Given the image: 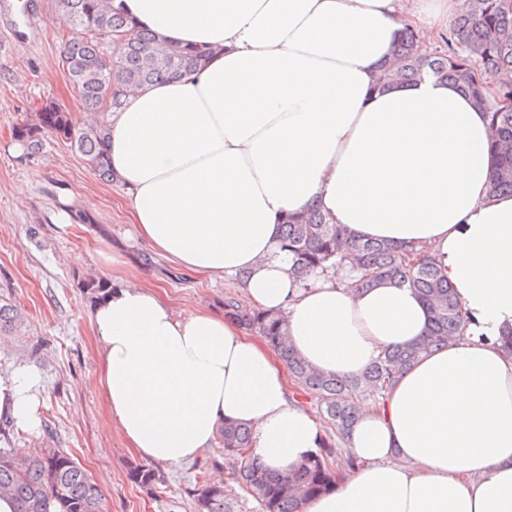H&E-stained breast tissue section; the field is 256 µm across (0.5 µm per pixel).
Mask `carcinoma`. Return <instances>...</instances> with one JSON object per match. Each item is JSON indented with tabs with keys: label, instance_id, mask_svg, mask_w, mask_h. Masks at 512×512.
<instances>
[{
	"label": "carcinoma",
	"instance_id": "obj_1",
	"mask_svg": "<svg viewBox=\"0 0 512 512\" xmlns=\"http://www.w3.org/2000/svg\"><path fill=\"white\" fill-rule=\"evenodd\" d=\"M64 24L79 32L63 41V63L83 106L110 111L121 105V89L139 88L177 79L208 62L198 48L167 45L112 5V0H54ZM425 75L453 84L470 96L490 120L489 157L493 187L512 195V107L486 98L482 79L493 78L500 98L512 99V0H465L448 32L431 48L422 45L415 28L402 30L395 57L378 70L376 85L384 90L413 83ZM53 135L86 156L105 180H113L106 155L109 134L104 120L79 125L73 113L49 101L13 128L14 140L37 152ZM280 248L293 255L292 273L303 276L318 269L347 266L355 276L349 288H371L381 281L413 288L429 311L425 336L417 342L385 349L361 374L342 378L309 365L288 344L284 319L259 309L241 311L227 303L229 315L260 336L283 361L294 381L319 397L331 431L345 436L360 408L375 404L397 375L421 356L464 335L466 315L456 289L442 276L424 249L387 241L355 240L343 226L332 224L311 208L283 222ZM92 299L110 291L108 280L85 283ZM22 316L15 304L0 298V335L18 333ZM251 429L226 423L218 433L224 456L233 461L234 481L258 502L260 512H300L301 505L336 488L339 468L355 465L332 436L324 448L295 469L272 473L255 462ZM130 478L142 486L159 480L146 467H135ZM0 489L16 504V512H104V494L87 470L69 455L42 449L29 461L13 458L0 448ZM193 512H237L229 490L210 484L194 496Z\"/></svg>",
	"mask_w": 512,
	"mask_h": 512
}]
</instances>
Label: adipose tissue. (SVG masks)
Here are the masks:
<instances>
[{
    "label": "adipose tissue",
    "mask_w": 512,
    "mask_h": 512,
    "mask_svg": "<svg viewBox=\"0 0 512 512\" xmlns=\"http://www.w3.org/2000/svg\"><path fill=\"white\" fill-rule=\"evenodd\" d=\"M157 40L202 47L200 70L126 92L109 122L112 169L145 245L227 279L283 315L313 367L362 373L426 332L408 286L294 277L286 215L316 208L360 239L426 248L467 316L462 339L422 357L346 436L356 465L301 512H512V195L491 187L488 118L427 76L376 90L405 25L425 41L462 0H114ZM113 422L147 461L178 465L227 422L285 471L325 433L284 364L233 318L175 314L127 277L91 309ZM37 377L0 376V417L38 428Z\"/></svg>",
    "instance_id": "1"
}]
</instances>
